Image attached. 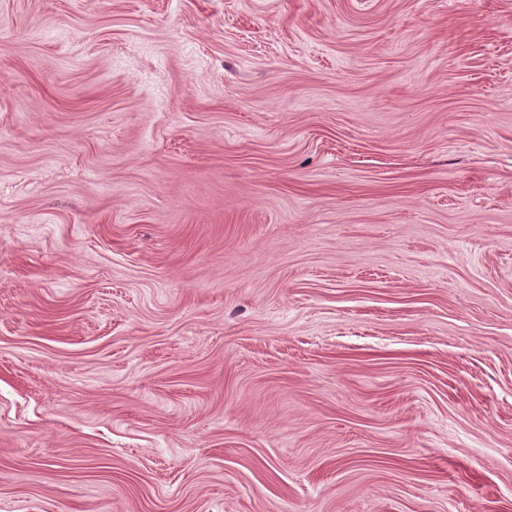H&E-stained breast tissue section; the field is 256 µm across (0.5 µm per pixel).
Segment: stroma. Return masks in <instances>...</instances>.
<instances>
[{
	"instance_id": "stroma-1",
	"label": "stroma",
	"mask_w": 512,
	"mask_h": 512,
	"mask_svg": "<svg viewBox=\"0 0 512 512\" xmlns=\"http://www.w3.org/2000/svg\"><path fill=\"white\" fill-rule=\"evenodd\" d=\"M0 512H512V0H0Z\"/></svg>"
}]
</instances>
